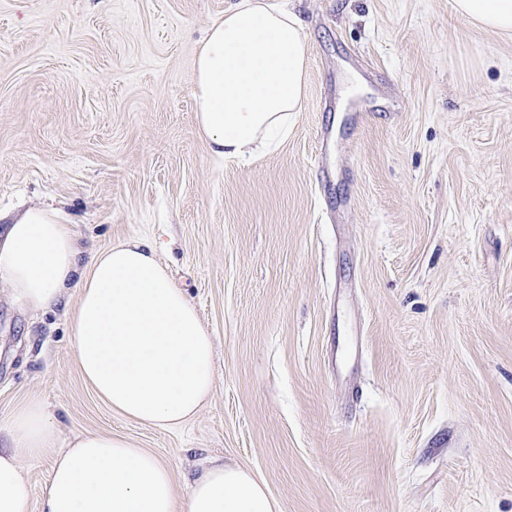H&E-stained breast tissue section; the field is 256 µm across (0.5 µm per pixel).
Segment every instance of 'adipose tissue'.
<instances>
[{"instance_id": "obj_1", "label": "adipose tissue", "mask_w": 512, "mask_h": 512, "mask_svg": "<svg viewBox=\"0 0 512 512\" xmlns=\"http://www.w3.org/2000/svg\"><path fill=\"white\" fill-rule=\"evenodd\" d=\"M456 16L512 35V0H453ZM307 40L282 0H235L214 21L193 72L195 120L210 153L246 161L285 140L304 99ZM0 286L50 311L69 291V320L85 382L116 414L169 431L213 395V339L155 248L129 238L91 253L67 217L43 203L0 229ZM51 457L40 512H280L250 470L210 462L178 502L170 465L122 436L60 445L45 405L28 400L0 419V512H31L22 461Z\"/></svg>"}]
</instances>
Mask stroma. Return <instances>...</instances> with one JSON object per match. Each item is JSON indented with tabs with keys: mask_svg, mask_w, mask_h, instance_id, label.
<instances>
[{
	"mask_svg": "<svg viewBox=\"0 0 512 512\" xmlns=\"http://www.w3.org/2000/svg\"><path fill=\"white\" fill-rule=\"evenodd\" d=\"M233 0H0V211L51 200L80 245H157L215 348L185 425L83 381L68 296L0 288V417L122 435L177 498L218 459L281 512H512V36L451 0H287L306 96L278 148L214 158L193 63Z\"/></svg>",
	"mask_w": 512,
	"mask_h": 512,
	"instance_id": "obj_1",
	"label": "stroma"
}]
</instances>
